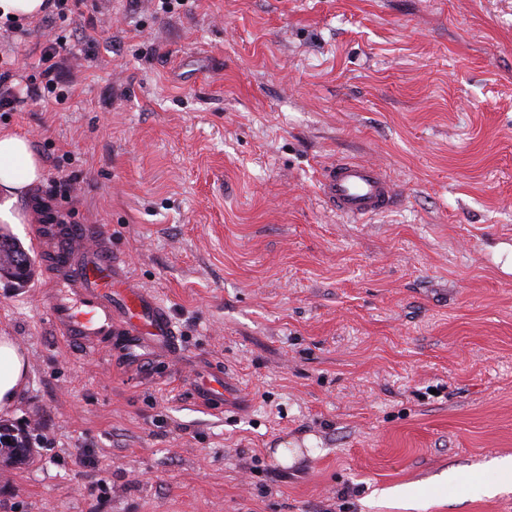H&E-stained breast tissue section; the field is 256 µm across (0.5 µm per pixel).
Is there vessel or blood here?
<instances>
[{
    "instance_id": "vessel-or-blood-1",
    "label": "vessel or blood",
    "mask_w": 512,
    "mask_h": 512,
    "mask_svg": "<svg viewBox=\"0 0 512 512\" xmlns=\"http://www.w3.org/2000/svg\"><path fill=\"white\" fill-rule=\"evenodd\" d=\"M321 186L326 207L350 219L385 213L398 198L378 165L357 159L342 158L327 167ZM54 216V223L37 227L39 252L54 271L44 294L53 326L92 351L118 339L136 363L174 355L175 326L156 297L131 279L126 259L99 241L95 225L72 223L63 208ZM196 393L205 403L220 402L230 396L231 384L216 371L197 385Z\"/></svg>"
}]
</instances>
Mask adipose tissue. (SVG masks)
Segmentation results:
<instances>
[{"label":"adipose tissue","mask_w":512,"mask_h":512,"mask_svg":"<svg viewBox=\"0 0 512 512\" xmlns=\"http://www.w3.org/2000/svg\"><path fill=\"white\" fill-rule=\"evenodd\" d=\"M43 174L42 159L31 140L11 130H0V222L23 223L14 206L29 197ZM27 370L21 346L11 337L0 336V412L14 404L25 385Z\"/></svg>","instance_id":"ef3b65f1"}]
</instances>
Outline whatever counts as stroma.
<instances>
[{
    "mask_svg": "<svg viewBox=\"0 0 512 512\" xmlns=\"http://www.w3.org/2000/svg\"><path fill=\"white\" fill-rule=\"evenodd\" d=\"M49 28L0 27V57L37 76ZM50 29L92 56L0 112L44 163L0 232L34 251L70 179L179 351L83 355L43 267L0 282L28 358L0 425L31 439L0 512H512V0H86ZM339 158L398 206L326 209ZM215 368L220 409L195 393Z\"/></svg>",
    "mask_w": 512,
    "mask_h": 512,
    "instance_id": "35a3bbf8",
    "label": "stroma"
}]
</instances>
